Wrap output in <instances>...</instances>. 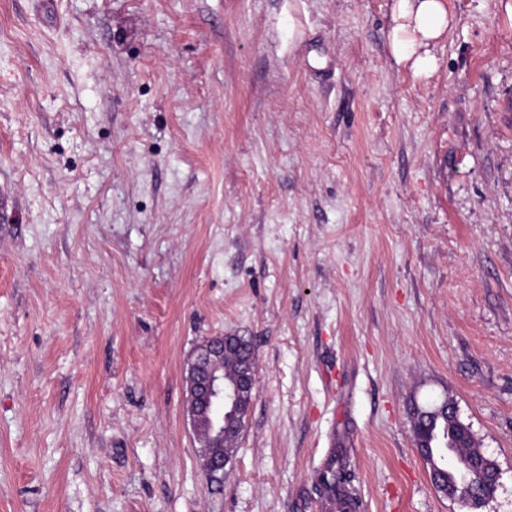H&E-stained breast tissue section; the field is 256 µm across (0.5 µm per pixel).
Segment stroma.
Listing matches in <instances>:
<instances>
[{
  "mask_svg": "<svg viewBox=\"0 0 512 512\" xmlns=\"http://www.w3.org/2000/svg\"><path fill=\"white\" fill-rule=\"evenodd\" d=\"M0 0V512H462L411 409L452 402L512 512V0ZM256 352L222 482L185 369ZM389 32L391 53L398 64L411 63L415 72L434 64L432 48L451 31L457 19L447 0H395ZM335 462L329 464L327 470H321L318 481L326 494L327 499L331 502L334 511L354 512L357 508L356 498L346 488L347 476L346 472L341 469H334ZM336 500L342 501L349 505V508L336 510Z\"/></svg>",
  "mask_w": 512,
  "mask_h": 512,
  "instance_id": "stroma-1",
  "label": "stroma"
}]
</instances>
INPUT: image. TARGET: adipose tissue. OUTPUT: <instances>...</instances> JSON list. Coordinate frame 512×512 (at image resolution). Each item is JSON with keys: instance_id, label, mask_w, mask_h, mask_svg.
<instances>
[{"instance_id": "adipose-tissue-1", "label": "adipose tissue", "mask_w": 512, "mask_h": 512, "mask_svg": "<svg viewBox=\"0 0 512 512\" xmlns=\"http://www.w3.org/2000/svg\"><path fill=\"white\" fill-rule=\"evenodd\" d=\"M392 23L389 42L394 59L421 73L433 66V48L455 27L457 19L447 0H395Z\"/></svg>"}]
</instances>
